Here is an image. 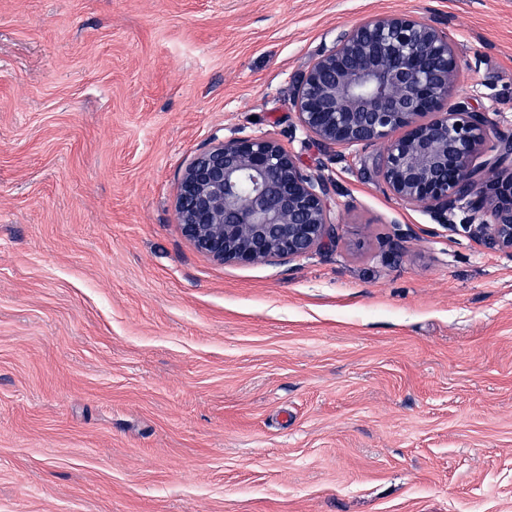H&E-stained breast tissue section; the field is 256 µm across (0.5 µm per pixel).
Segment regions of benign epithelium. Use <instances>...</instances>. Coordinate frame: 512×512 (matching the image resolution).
Returning a JSON list of instances; mask_svg holds the SVG:
<instances>
[{
	"mask_svg": "<svg viewBox=\"0 0 512 512\" xmlns=\"http://www.w3.org/2000/svg\"><path fill=\"white\" fill-rule=\"evenodd\" d=\"M457 68L441 22L374 15L343 31L298 75L291 105L324 152L382 144L373 172L393 197L444 225L465 206L484 244L512 252V172L502 170L512 139L491 144L488 113L466 98L446 108ZM488 150L494 158L476 168L475 156ZM332 193L331 182L313 178L278 141L232 138L185 168L176 213L198 251L251 264L334 245Z\"/></svg>",
	"mask_w": 512,
	"mask_h": 512,
	"instance_id": "benign-epithelium-1",
	"label": "benign epithelium"
}]
</instances>
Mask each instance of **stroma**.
<instances>
[{"label": "stroma", "instance_id": "1", "mask_svg": "<svg viewBox=\"0 0 512 512\" xmlns=\"http://www.w3.org/2000/svg\"><path fill=\"white\" fill-rule=\"evenodd\" d=\"M393 13L511 138L512 0H0V512H512V253L290 104ZM245 137L332 181L335 245L194 247L182 173Z\"/></svg>", "mask_w": 512, "mask_h": 512}]
</instances>
